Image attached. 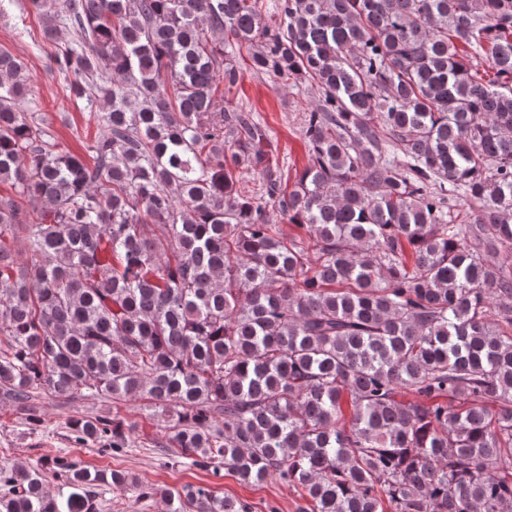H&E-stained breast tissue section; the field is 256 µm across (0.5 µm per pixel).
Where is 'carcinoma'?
<instances>
[{"instance_id": "obj_1", "label": "carcinoma", "mask_w": 512, "mask_h": 512, "mask_svg": "<svg viewBox=\"0 0 512 512\" xmlns=\"http://www.w3.org/2000/svg\"><path fill=\"white\" fill-rule=\"evenodd\" d=\"M32 5L108 112L93 162L61 148L0 48V397L35 425L40 390L144 399L179 462L277 478L298 512H512V0ZM244 49L317 94L293 182L226 100ZM72 430L132 447L118 413ZM99 485L140 482L1 466L0 512H97ZM143 495L251 512L204 486Z\"/></svg>"}]
</instances>
